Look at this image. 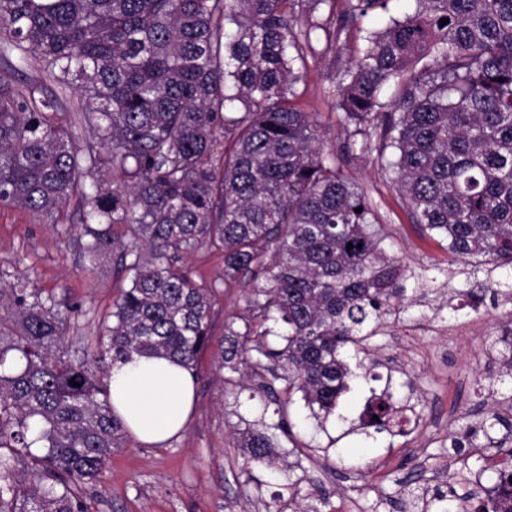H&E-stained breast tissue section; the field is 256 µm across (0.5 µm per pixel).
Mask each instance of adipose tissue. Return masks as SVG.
I'll use <instances>...</instances> for the list:
<instances>
[{"label": "adipose tissue", "instance_id": "adipose-tissue-1", "mask_svg": "<svg viewBox=\"0 0 512 512\" xmlns=\"http://www.w3.org/2000/svg\"><path fill=\"white\" fill-rule=\"evenodd\" d=\"M109 388L114 414L145 444H162L180 435L195 399L193 375L169 358L137 356L116 364Z\"/></svg>", "mask_w": 512, "mask_h": 512}]
</instances>
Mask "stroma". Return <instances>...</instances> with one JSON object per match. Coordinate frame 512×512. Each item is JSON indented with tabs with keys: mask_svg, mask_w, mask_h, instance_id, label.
<instances>
[{
	"mask_svg": "<svg viewBox=\"0 0 512 512\" xmlns=\"http://www.w3.org/2000/svg\"><path fill=\"white\" fill-rule=\"evenodd\" d=\"M357 30L341 48L316 45L296 89L297 103L317 113L326 150L335 152L344 174L368 193L383 226L390 255L412 266L438 270L434 292L421 305L401 313L399 322L375 338L370 358L376 381L346 394L338 410L344 421L319 424L301 397L285 406L292 435L281 438L288 468L280 471L248 461L237 430L259 419L262 408L237 387L238 376L220 368L217 353L227 326L242 329L246 299L256 281L251 274L224 281V257L202 250L187 257L192 276L214 292L212 342L198 361L196 401L186 430L163 445H145L125 435L96 483L85 490L87 512H401L409 483L427 491L453 489L458 504L476 506L481 487L491 486L505 460L495 447L504 428L477 436L457 448L466 426L486 414L500 375L493 346L512 313V303L494 300L491 280L511 271L472 278L429 239L409 214L391 176L370 159L347 154L348 134L336 123L335 77L359 56ZM83 220L77 203L59 223L36 221L25 209L0 208V289L27 282L52 296L59 309L80 305L66 327L65 351L90 361L101 318L111 311L119 288L112 261L86 271L75 231ZM483 290L478 308L462 307L461 293ZM391 391L412 423L401 435L366 439L361 425L371 395ZM321 498H312L313 489Z\"/></svg>",
	"mask_w": 512,
	"mask_h": 512,
	"instance_id": "35a3bbf8",
	"label": "stroma"
}]
</instances>
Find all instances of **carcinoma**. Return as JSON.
<instances>
[{
  "instance_id": "1",
  "label": "carcinoma",
  "mask_w": 512,
  "mask_h": 512,
  "mask_svg": "<svg viewBox=\"0 0 512 512\" xmlns=\"http://www.w3.org/2000/svg\"><path fill=\"white\" fill-rule=\"evenodd\" d=\"M414 2L339 73L337 121L394 175L412 222L468 274L489 277L512 267V0ZM387 4L347 0V22ZM300 5L327 17L304 21ZM335 11L336 0H0V57L57 85L22 90L0 77V205L57 224L78 199L85 264L112 254L128 280L98 354L113 366L139 355L197 369L212 293L184 257L215 249L224 280L251 273L260 329H228L221 359L250 370L261 428L237 432L238 447L269 466L291 436L280 394L328 418L369 376L342 349L366 352L409 310L407 281L428 287L425 270L381 246L368 197L324 150L315 113L294 102L313 42L339 44ZM77 87L83 145L57 117ZM77 311L23 282L8 302L0 294V512H86V486L125 437L109 382L65 357ZM396 413L385 392L364 427L388 432ZM497 425L512 432L491 407L480 431ZM511 478L512 467L497 470L496 497L464 512H512Z\"/></svg>"
}]
</instances>
